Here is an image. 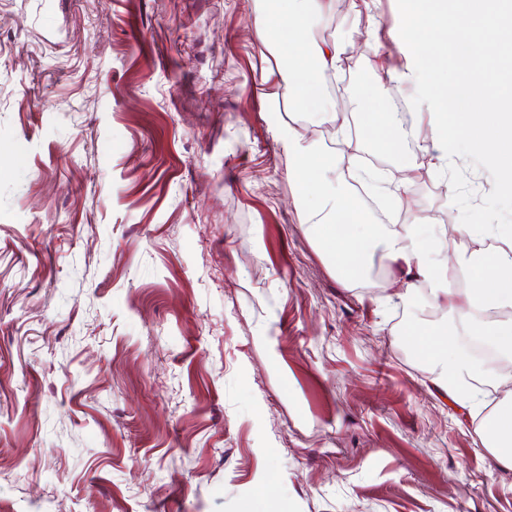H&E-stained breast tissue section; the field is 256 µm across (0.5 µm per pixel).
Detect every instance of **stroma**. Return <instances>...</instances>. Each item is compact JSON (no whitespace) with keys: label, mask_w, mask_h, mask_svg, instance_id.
Returning <instances> with one entry per match:
<instances>
[{"label":"stroma","mask_w":512,"mask_h":512,"mask_svg":"<svg viewBox=\"0 0 512 512\" xmlns=\"http://www.w3.org/2000/svg\"><path fill=\"white\" fill-rule=\"evenodd\" d=\"M260 7L0 0V512H512L411 344L447 306L376 256L344 282L302 222L281 128L342 170L369 149L281 100ZM399 25L335 0L303 35L349 42L322 89L349 121L375 71H412ZM446 164L422 126L369 221L476 247Z\"/></svg>","instance_id":"obj_1"}]
</instances>
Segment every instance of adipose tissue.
Listing matches in <instances>:
<instances>
[{
  "label": "adipose tissue",
  "mask_w": 512,
  "mask_h": 512,
  "mask_svg": "<svg viewBox=\"0 0 512 512\" xmlns=\"http://www.w3.org/2000/svg\"><path fill=\"white\" fill-rule=\"evenodd\" d=\"M332 0H272L258 11L253 24L255 41L266 48L287 50L289 64L280 74L284 97L295 111L329 116L339 131H346L345 117L328 111L318 90L343 69L346 44L337 40L308 47L299 36L318 16L328 11ZM387 100L364 92L360 101L362 138L372 149L398 157L405 138L386 116ZM285 147L297 163L292 177L297 198L307 201L303 221L332 259L344 281L360 277L373 255L404 264L410 279L405 297H414L419 284H428L426 299L445 303L452 327L433 333H413L411 342L424 371L433 384L449 397L465 394L468 414L480 418L482 444L496 467L512 469V402L497 405L491 416H483L485 389L494 385V369L477 370L473 361L451 343L454 325L480 337L500 355L512 358V232L491 224L485 233L490 243L470 251L458 250L439 227L422 233L409 226L396 230L387 224L369 223L355 198L340 181L329 178L328 164L306 146L294 127L283 130ZM349 214L354 224L347 234H337L338 217ZM464 279L467 287L457 291L454 283Z\"/></svg>",
  "instance_id": "1"
}]
</instances>
